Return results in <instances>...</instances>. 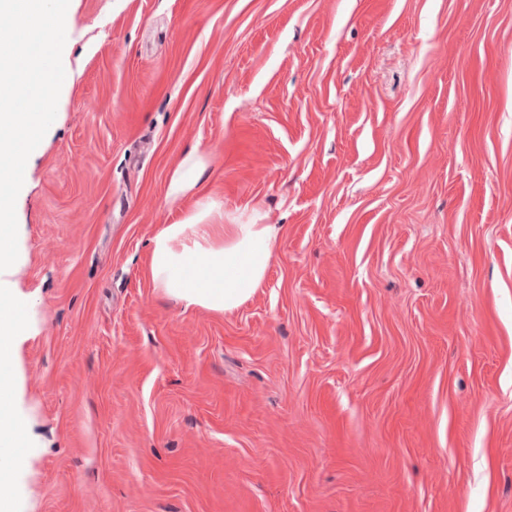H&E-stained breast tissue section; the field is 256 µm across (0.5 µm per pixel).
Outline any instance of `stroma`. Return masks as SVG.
I'll use <instances>...</instances> for the list:
<instances>
[{
	"mask_svg": "<svg viewBox=\"0 0 512 512\" xmlns=\"http://www.w3.org/2000/svg\"><path fill=\"white\" fill-rule=\"evenodd\" d=\"M65 28L0 272L20 512H512V0H70ZM208 205L279 229L231 313L148 272ZM205 168L201 155L191 154L185 157L175 168L167 190V197L176 202L199 187V179ZM28 320L27 306L9 289L0 287V439L8 437L13 448H31L26 421L17 412L11 391L15 340Z\"/></svg>",
	"mask_w": 512,
	"mask_h": 512,
	"instance_id": "stroma-1",
	"label": "stroma"
}]
</instances>
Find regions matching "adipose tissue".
I'll return each mask as SVG.
<instances>
[{"mask_svg": "<svg viewBox=\"0 0 512 512\" xmlns=\"http://www.w3.org/2000/svg\"><path fill=\"white\" fill-rule=\"evenodd\" d=\"M204 207L179 224L165 225L154 237L150 277L156 287L188 307L230 313L260 288L271 265L278 228L273 224H215ZM203 266L197 277L188 276ZM29 320L27 306L0 287V438L17 452L0 462V512H17L12 489L28 447L27 424L17 412L11 391L16 338Z\"/></svg>", "mask_w": 512, "mask_h": 512, "instance_id": "adipose-tissue-1", "label": "adipose tissue"}]
</instances>
